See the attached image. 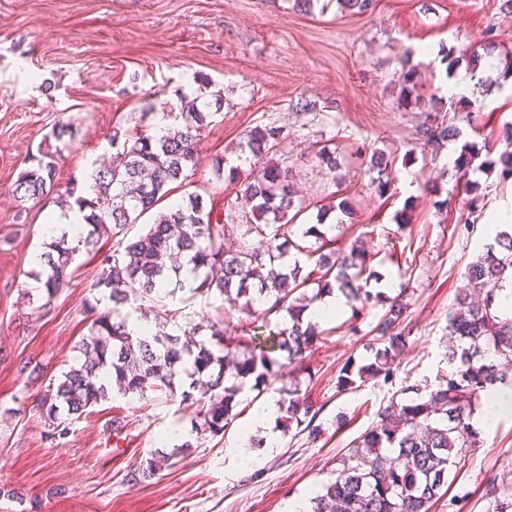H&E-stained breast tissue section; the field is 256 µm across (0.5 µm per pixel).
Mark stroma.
Here are the masks:
<instances>
[{
  "instance_id": "stroma-1",
  "label": "stroma",
  "mask_w": 512,
  "mask_h": 512,
  "mask_svg": "<svg viewBox=\"0 0 512 512\" xmlns=\"http://www.w3.org/2000/svg\"><path fill=\"white\" fill-rule=\"evenodd\" d=\"M490 44L492 56L475 62L466 54ZM511 62L512 13L502 0H375L364 14L336 0L309 12L293 0H0V512H289L320 490L393 395L437 383L447 369L448 313L468 285V264L493 240L488 213L512 200L499 162L512 149ZM407 67L418 74L419 95L403 100ZM451 68L475 71L468 96L446 99ZM200 74L223 91L224 107L200 131L190 191L219 220L248 223L240 180L215 179L211 162L218 154L235 162L250 129L280 127L285 138L273 158L293 176L296 223L323 221L341 249L364 243L387 284L383 301L326 322L307 351L312 379L301 389L316 413L311 427L280 431L277 447L253 449L247 467L224 450L256 407L278 399L280 377H269L258 397L240 398L232 428L216 437L197 434L196 405L165 391L101 402L56 441L37 406L92 324L98 260L80 252L50 312H39L30 256L43 249L55 204L19 203L13 185L59 121L74 138L57 184L83 181L116 128L133 127L143 112L179 110L181 96L203 94ZM301 100L315 111H297ZM433 118L458 127L459 137L425 144L419 131ZM324 144L338 168L316 158ZM467 147L474 158L462 171ZM377 152L389 163L383 196L370 168ZM331 201L347 211L321 215ZM396 296L405 340L390 352L389 375L339 390L348 362H373L374 328ZM225 309L258 343H275L277 319L264 307ZM115 417L124 423L118 435ZM481 439L433 512H493L485 486L512 480V417ZM183 442L190 449L172 465L129 481L141 461Z\"/></svg>"
}]
</instances>
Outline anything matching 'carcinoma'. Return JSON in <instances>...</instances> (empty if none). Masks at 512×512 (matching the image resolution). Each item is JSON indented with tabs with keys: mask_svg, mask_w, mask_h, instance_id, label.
Returning <instances> with one entry per match:
<instances>
[{
	"mask_svg": "<svg viewBox=\"0 0 512 512\" xmlns=\"http://www.w3.org/2000/svg\"><path fill=\"white\" fill-rule=\"evenodd\" d=\"M223 109V99L202 101L181 97L179 112L165 135L156 138L142 129H117L109 138L111 162L92 167L86 174L88 188L66 190L61 206L84 213L86 228L77 245L66 235L50 238L40 255L41 272L36 275L44 288L39 309L51 310L53 296L71 277L75 255L99 239L117 238V247L101 260L93 283L104 309L94 319L86 338L77 345L75 365L50 380L39 407L53 438L64 439L70 424L87 415L88 409L108 399L111 391L122 398L144 400L148 393L188 383L182 398L199 407V434L226 433L236 419V397L249 381L259 386L270 376L285 374L287 388L280 391L277 405L286 427L312 423L311 405L301 393L300 376L312 377L306 352L324 334L318 322H303L305 310L326 294L343 293L352 314L380 299L368 289L372 254L361 245L348 251L325 249L330 243L318 225L310 224L290 237L296 209L293 183L288 169L268 154L284 139L277 126L255 127L237 146V161L249 166L243 192L254 202V224H221L196 192L173 202L154 223L133 236L130 228L172 190L190 184L197 164V130ZM423 137L432 143L454 140L460 135L452 125H428ZM68 125L56 123L50 134L29 157L30 166L14 183L13 196L20 203H38L56 187V172L62 147L68 145ZM378 193L388 187L384 180L387 159L373 157ZM265 240V250L252 248L248 237ZM318 241L317 247L307 239ZM313 269L302 274L304 266ZM195 286L187 288L185 274ZM471 287L483 298L475 301L463 291L448 314V374L436 387L414 386L416 397L391 400L379 414L376 425L355 443L354 452L341 459L335 477L309 499L307 512H431L448 485L451 470L466 459L468 449L479 447L480 433L471 419L482 395L504 381L501 365H512V319L499 316L500 293L512 289V233H496L467 268ZM316 288L309 289V286ZM187 292L186 298L177 293ZM196 297L219 298L246 310L256 302L281 319L277 347H259L244 336V327L230 325L219 314L209 325L210 337L198 338L200 327L171 310L166 299L185 303ZM159 303L153 330L133 336L127 323L132 318L125 307L133 302ZM405 309L396 300L376 326L379 343L376 361L357 371H346L338 379L343 391L353 387V376L384 370L392 349L405 340L397 331ZM287 353L286 362L272 356ZM238 355L234 364L224 359ZM200 392L194 398V391ZM487 494L494 512H512V484L493 482Z\"/></svg>",
	"mask_w": 512,
	"mask_h": 512,
	"instance_id": "obj_1",
	"label": "carcinoma"
}]
</instances>
